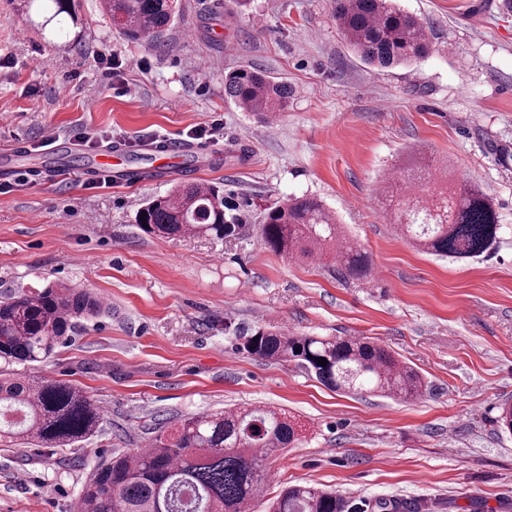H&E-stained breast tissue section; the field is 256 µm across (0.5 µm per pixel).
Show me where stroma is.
<instances>
[{
	"instance_id": "1",
	"label": "stroma",
	"mask_w": 512,
	"mask_h": 512,
	"mask_svg": "<svg viewBox=\"0 0 512 512\" xmlns=\"http://www.w3.org/2000/svg\"><path fill=\"white\" fill-rule=\"evenodd\" d=\"M0 0V153L32 160L54 139L94 158L221 124L201 163L116 185L73 169L22 170L0 193V294L54 282L109 307L35 369L101 408L79 448L0 440V512H73L88 473L145 447L159 423L218 407L265 405L305 424L274 462L266 498L310 484L351 512L384 502L414 512H512V0H399L433 36L430 55L385 70L363 62L334 18L335 0H178L161 45L128 41L100 7L77 0L78 25L50 38ZM121 61L107 75L103 58ZM257 67L292 91L271 124L224 94L226 72ZM478 186L503 229L488 257L421 252L392 223L383 187L418 158ZM181 181L223 186L242 220L320 198L370 260L347 279L334 260L276 255L252 232L223 240L154 237L136 215ZM370 338L428 381L404 400L332 391L292 362L243 348L257 328Z\"/></svg>"
}]
</instances>
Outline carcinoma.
I'll use <instances>...</instances> for the list:
<instances>
[{"label": "carcinoma", "mask_w": 512, "mask_h": 512, "mask_svg": "<svg viewBox=\"0 0 512 512\" xmlns=\"http://www.w3.org/2000/svg\"><path fill=\"white\" fill-rule=\"evenodd\" d=\"M29 0L26 21L53 37L73 16L71 0L41 10ZM118 16L120 32L157 43L176 18L171 0H102ZM336 25L349 46L380 68L412 65L429 55L426 26L395 0H336ZM224 93L240 109L268 120L288 106V85L257 68L224 76ZM431 166L404 176L394 221L415 248L453 259L488 255L503 225L490 200L474 186L443 184ZM236 205L216 186L183 182L169 195L145 203L136 223L161 237L239 234ZM264 245L287 258L330 253L348 277L368 274L367 256L315 197H295L269 208L258 227ZM93 293L52 285L0 297V439L38 448L74 446L92 437L100 408L79 388L44 377L20 376L15 365L48 360L70 340L77 320L98 315ZM245 350L273 362L295 361L326 387L351 394L422 396L421 374L376 342L360 336H290L259 328ZM327 360L318 364L317 358ZM302 437V426L284 410L228 408L188 415L162 426L148 446L119 453L99 465L82 487L77 512H261L271 464ZM270 512H349L334 492L310 485L284 487Z\"/></svg>", "instance_id": "carcinoma-1"}]
</instances>
